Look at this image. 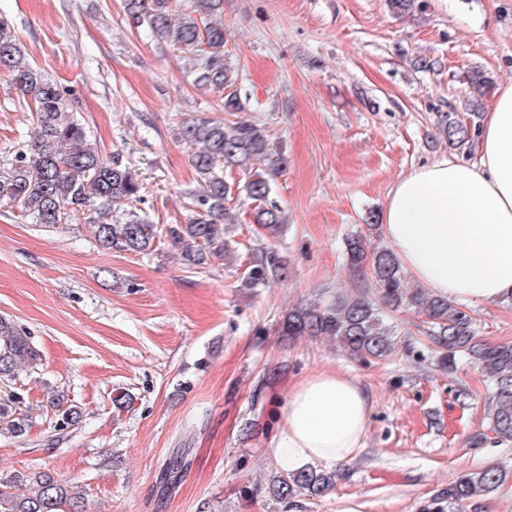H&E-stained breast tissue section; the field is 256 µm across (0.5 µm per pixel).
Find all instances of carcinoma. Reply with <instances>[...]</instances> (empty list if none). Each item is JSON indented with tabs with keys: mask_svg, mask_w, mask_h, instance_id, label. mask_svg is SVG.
Listing matches in <instances>:
<instances>
[{
	"mask_svg": "<svg viewBox=\"0 0 512 512\" xmlns=\"http://www.w3.org/2000/svg\"><path fill=\"white\" fill-rule=\"evenodd\" d=\"M123 9L129 29L145 30L192 58L194 85L220 94L223 111H246L238 75L224 51V0H123ZM2 74L30 101L34 128L30 140L0 163V199L14 203L38 226L56 229L84 215L102 248L139 254L150 251L164 233L180 251L183 264L199 268L212 258L227 260L232 255L229 226L236 217L226 207L232 195L250 201L252 223L262 229V236L274 238L288 224L285 211L270 199L284 157L272 151L262 125L246 118L180 124L179 136L192 149L191 163L201 183L191 195L193 215L187 223L161 229L134 208L143 190L135 171L103 158L84 124L68 110L58 84L27 60L14 28L0 18ZM440 133L448 142L461 144L471 138V127L446 114L440 117ZM226 171H237L242 178L230 183L224 179ZM344 248L351 269L370 272L372 295L321 296L293 306L280 321L281 335L331 340L358 359H387L398 350V333L384 312L420 314L427 319L425 338L436 346L441 370L452 372L465 358L488 374L491 430L499 442L512 444V343L478 342L472 317L447 300L410 286L388 248L370 251L366 238L359 235L346 238ZM286 279L287 261L267 248L244 272L240 287L255 293ZM39 359L30 334L0 316V381L14 380L22 366L35 365ZM49 403L58 412V422L72 426L78 421L79 407L57 391H52ZM28 428L29 419L17 411L14 400L0 397V432L19 438ZM189 465L182 454L171 457L159 473L160 487L166 492L178 487ZM342 478L336 469L284 473L272 479L270 494L285 504L301 495L316 499L334 490ZM30 479L37 486L32 494L11 492ZM509 482L512 470L496 464L469 471L426 500L420 512H462L466 504ZM79 499V492L47 473L0 478V512H78Z\"/></svg>",
	"mask_w": 512,
	"mask_h": 512,
	"instance_id": "cac0c4a2",
	"label": "carcinoma"
}]
</instances>
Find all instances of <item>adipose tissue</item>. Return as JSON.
I'll return each instance as SVG.
<instances>
[{"mask_svg":"<svg viewBox=\"0 0 512 512\" xmlns=\"http://www.w3.org/2000/svg\"><path fill=\"white\" fill-rule=\"evenodd\" d=\"M472 164L448 159L397 181L383 235L400 266L429 294L459 305L512 296V84L486 114ZM371 400L346 374L323 370L298 381L269 444L293 473L352 459L366 438Z\"/></svg>","mask_w":512,"mask_h":512,"instance_id":"obj_1","label":"adipose tissue"}]
</instances>
